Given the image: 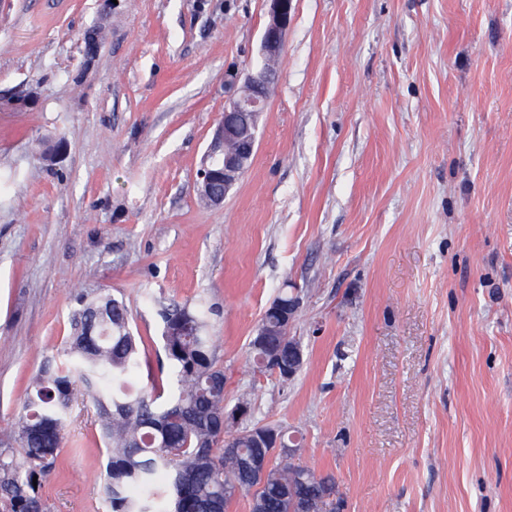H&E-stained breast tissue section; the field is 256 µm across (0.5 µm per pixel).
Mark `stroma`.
<instances>
[{"mask_svg":"<svg viewBox=\"0 0 512 512\" xmlns=\"http://www.w3.org/2000/svg\"><path fill=\"white\" fill-rule=\"evenodd\" d=\"M268 8L0 0V431L80 295L126 301L160 389L157 311L202 300L231 400L343 512H512V0H293L254 156L206 205ZM284 292L287 383L245 366ZM106 461L76 401L51 512H108Z\"/></svg>","mask_w":512,"mask_h":512,"instance_id":"1","label":"stroma"}]
</instances>
